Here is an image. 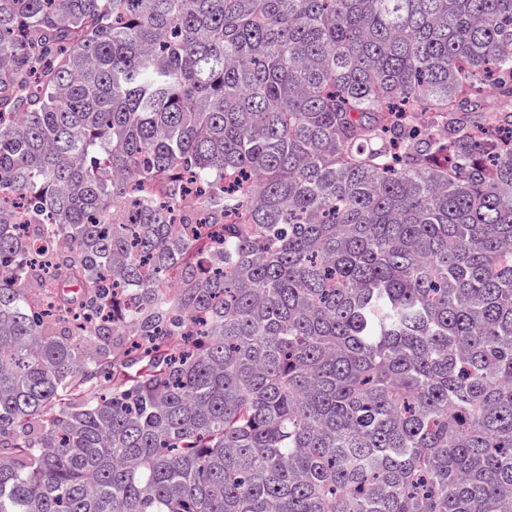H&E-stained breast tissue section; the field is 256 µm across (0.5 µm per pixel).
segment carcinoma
<instances>
[{
	"label": "carcinoma",
	"mask_w": 512,
	"mask_h": 512,
	"mask_svg": "<svg viewBox=\"0 0 512 512\" xmlns=\"http://www.w3.org/2000/svg\"><path fill=\"white\" fill-rule=\"evenodd\" d=\"M0 512H512V0H0Z\"/></svg>",
	"instance_id": "1"
}]
</instances>
